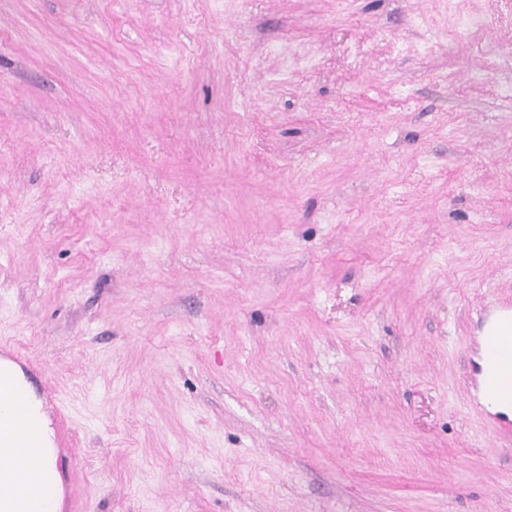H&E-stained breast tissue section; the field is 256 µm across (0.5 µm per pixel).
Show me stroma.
Instances as JSON below:
<instances>
[{
  "label": "stroma",
  "instance_id": "stroma-1",
  "mask_svg": "<svg viewBox=\"0 0 512 512\" xmlns=\"http://www.w3.org/2000/svg\"><path fill=\"white\" fill-rule=\"evenodd\" d=\"M512 0H0V346L79 512H512ZM490 322L481 386L498 401L512 406V305H501Z\"/></svg>",
  "mask_w": 512,
  "mask_h": 512
}]
</instances>
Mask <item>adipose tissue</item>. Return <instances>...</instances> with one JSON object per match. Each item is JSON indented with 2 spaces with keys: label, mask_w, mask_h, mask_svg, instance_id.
<instances>
[{
  "label": "adipose tissue",
  "mask_w": 512,
  "mask_h": 512,
  "mask_svg": "<svg viewBox=\"0 0 512 512\" xmlns=\"http://www.w3.org/2000/svg\"><path fill=\"white\" fill-rule=\"evenodd\" d=\"M0 370L9 374L21 391L27 415L25 455L29 461L42 467L48 477V490L44 493L22 480L0 482V512H58L62 484L55 466L51 421L42 409L41 399L24 380L20 368L6 362L0 364Z\"/></svg>",
  "instance_id": "adipose-tissue-1"
}]
</instances>
